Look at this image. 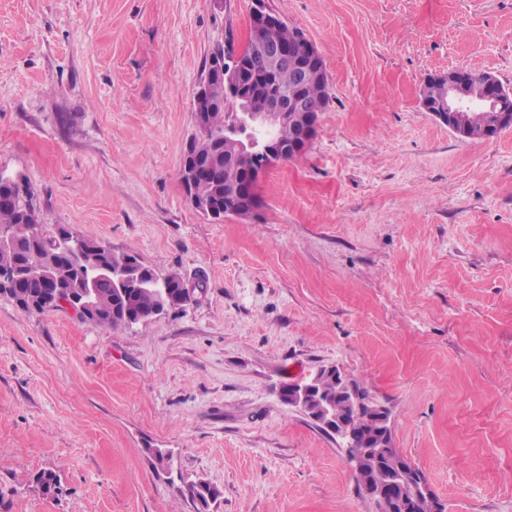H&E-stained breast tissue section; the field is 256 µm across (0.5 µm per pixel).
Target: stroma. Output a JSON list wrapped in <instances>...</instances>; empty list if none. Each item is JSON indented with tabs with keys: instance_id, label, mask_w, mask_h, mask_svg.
<instances>
[{
	"instance_id": "35a3bbf8",
	"label": "stroma",
	"mask_w": 512,
	"mask_h": 512,
	"mask_svg": "<svg viewBox=\"0 0 512 512\" xmlns=\"http://www.w3.org/2000/svg\"><path fill=\"white\" fill-rule=\"evenodd\" d=\"M329 103L250 218L179 180L192 97L251 0H0V170L47 223L195 285L130 329L0 298V512H377L282 384L338 366L446 512H512V128L422 104L466 69L512 89V0H269ZM54 473L44 490L37 479ZM185 493L192 501L199 504V512H206L209 507L210 500H215L219 495L217 488L202 482L188 485L185 489Z\"/></svg>"
}]
</instances>
